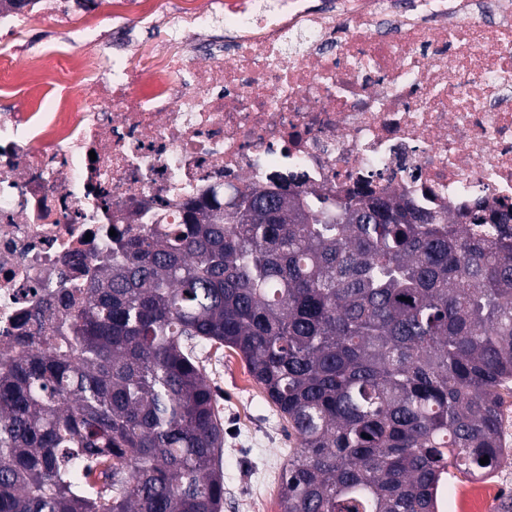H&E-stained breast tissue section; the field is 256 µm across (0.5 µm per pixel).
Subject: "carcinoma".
I'll return each instance as SVG.
<instances>
[{
    "label": "carcinoma",
    "instance_id": "cac0c4a2",
    "mask_svg": "<svg viewBox=\"0 0 512 512\" xmlns=\"http://www.w3.org/2000/svg\"><path fill=\"white\" fill-rule=\"evenodd\" d=\"M511 220L253 189L116 233L0 353V512H222L214 345L295 435L281 512H439L508 456L512 233L472 226ZM459 473L458 471L451 469L448 474V478L445 481L444 485L441 488L440 496H439V511L442 512L445 509V501H446V491L448 489V501L451 498L452 504L454 508L453 512L456 511V503L453 499V496H456V500L458 505L463 504L470 496V484L465 483L464 481H459L456 479L455 475Z\"/></svg>",
    "mask_w": 512,
    "mask_h": 512
}]
</instances>
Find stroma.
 <instances>
[{
  "instance_id": "obj_1",
  "label": "stroma",
  "mask_w": 512,
  "mask_h": 512,
  "mask_svg": "<svg viewBox=\"0 0 512 512\" xmlns=\"http://www.w3.org/2000/svg\"><path fill=\"white\" fill-rule=\"evenodd\" d=\"M223 420V512H281L284 462L295 439L241 357L224 349L208 356Z\"/></svg>"
}]
</instances>
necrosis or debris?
Instances as JSON below:
<instances>
[{"instance_id":"4bbe7bcc","label":"necrosis or debris","mask_w":512,"mask_h":512,"mask_svg":"<svg viewBox=\"0 0 512 512\" xmlns=\"http://www.w3.org/2000/svg\"><path fill=\"white\" fill-rule=\"evenodd\" d=\"M114 2L76 25L82 0H0V72L25 63L0 95L27 101L0 113V344L95 277L110 230L211 189L512 209V0ZM34 17L66 41L21 42Z\"/></svg>"}]
</instances>
